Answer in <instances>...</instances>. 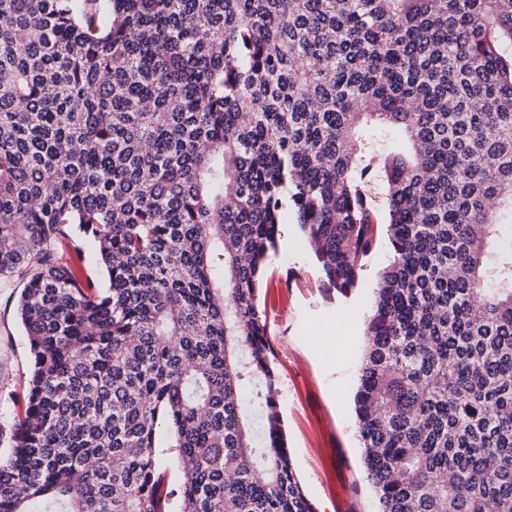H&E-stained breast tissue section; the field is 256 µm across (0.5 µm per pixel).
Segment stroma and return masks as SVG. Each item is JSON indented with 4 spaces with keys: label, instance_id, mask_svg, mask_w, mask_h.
Listing matches in <instances>:
<instances>
[{
    "label": "stroma",
    "instance_id": "stroma-1",
    "mask_svg": "<svg viewBox=\"0 0 512 512\" xmlns=\"http://www.w3.org/2000/svg\"><path fill=\"white\" fill-rule=\"evenodd\" d=\"M386 248L371 253L350 296L325 287L293 215L265 276L261 305L275 353L279 402L293 463L315 512H375L355 431L352 397L364 320ZM22 283H0V454L23 409L31 368L17 301Z\"/></svg>",
    "mask_w": 512,
    "mask_h": 512
}]
</instances>
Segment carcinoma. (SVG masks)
Instances as JSON below:
<instances>
[{"mask_svg":"<svg viewBox=\"0 0 512 512\" xmlns=\"http://www.w3.org/2000/svg\"><path fill=\"white\" fill-rule=\"evenodd\" d=\"M285 212L343 294L386 243L354 395L377 512H512V0H0L33 355L0 512H312L260 303Z\"/></svg>","mask_w":512,"mask_h":512,"instance_id":"obj_1","label":"carcinoma"}]
</instances>
